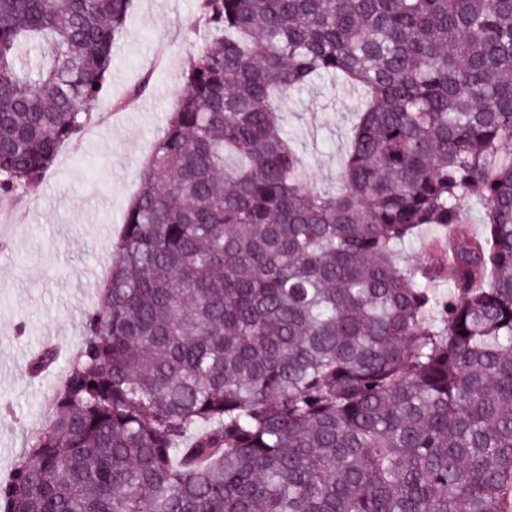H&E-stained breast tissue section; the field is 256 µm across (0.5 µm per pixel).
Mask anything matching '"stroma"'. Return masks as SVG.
I'll return each mask as SVG.
<instances>
[{"instance_id": "35a3bbf8", "label": "stroma", "mask_w": 512, "mask_h": 512, "mask_svg": "<svg viewBox=\"0 0 512 512\" xmlns=\"http://www.w3.org/2000/svg\"><path fill=\"white\" fill-rule=\"evenodd\" d=\"M194 11L195 0H136L112 51L107 102L41 181L0 203V482L27 439L49 424L51 394L83 344L85 316L112 267V239L175 107L189 46L205 38ZM145 78L148 92L130 99ZM355 101L315 82L282 114L307 175L329 195L339 188ZM49 346L55 363L31 373Z\"/></svg>"}]
</instances>
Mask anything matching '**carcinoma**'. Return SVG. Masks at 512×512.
I'll return each mask as SVG.
<instances>
[{"mask_svg": "<svg viewBox=\"0 0 512 512\" xmlns=\"http://www.w3.org/2000/svg\"><path fill=\"white\" fill-rule=\"evenodd\" d=\"M133 10L0 0L1 200L80 140ZM196 11L208 37L0 512H512V0ZM317 79L362 100L334 196L279 117ZM424 225L445 236L401 264Z\"/></svg>", "mask_w": 512, "mask_h": 512, "instance_id": "1", "label": "carcinoma"}]
</instances>
